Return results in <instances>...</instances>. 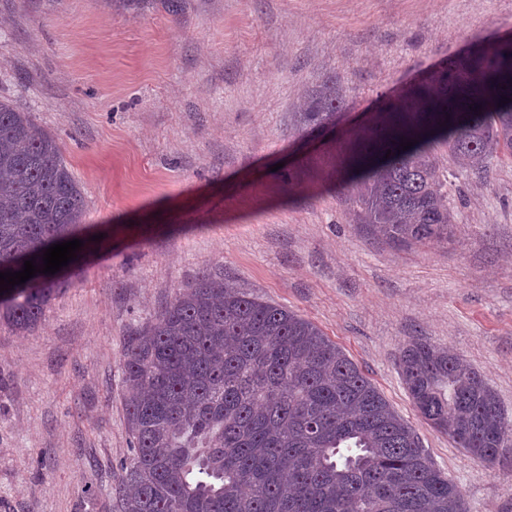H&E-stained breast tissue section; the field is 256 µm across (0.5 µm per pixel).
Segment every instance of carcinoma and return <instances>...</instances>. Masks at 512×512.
<instances>
[{
  "label": "carcinoma",
  "instance_id": "obj_1",
  "mask_svg": "<svg viewBox=\"0 0 512 512\" xmlns=\"http://www.w3.org/2000/svg\"><path fill=\"white\" fill-rule=\"evenodd\" d=\"M338 108L329 77L306 96L297 126L319 130ZM439 144L477 173L512 155V42L448 61L354 141L357 217L388 243L448 241L455 216ZM85 214L56 137L0 100V272L85 240ZM55 285L39 272L14 285L0 293V316L29 331ZM122 368L131 455L119 512H467L412 426L335 343L221 272L179 289L129 339ZM399 372L418 413L472 459L492 465L512 443L495 391L448 350L413 340Z\"/></svg>",
  "mask_w": 512,
  "mask_h": 512
}]
</instances>
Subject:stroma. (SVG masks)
I'll return each mask as SVG.
<instances>
[{"instance_id": "obj_1", "label": "stroma", "mask_w": 512, "mask_h": 512, "mask_svg": "<svg viewBox=\"0 0 512 512\" xmlns=\"http://www.w3.org/2000/svg\"><path fill=\"white\" fill-rule=\"evenodd\" d=\"M512 36V0H0V99L52 133L96 235L38 325L0 319V512H117L129 456L122 359L203 269L314 323L418 434L468 512H512V447L474 461L399 374L422 339L512 414V156L434 154L448 242L396 247L339 187L387 97ZM340 82L336 126L294 131Z\"/></svg>"}]
</instances>
